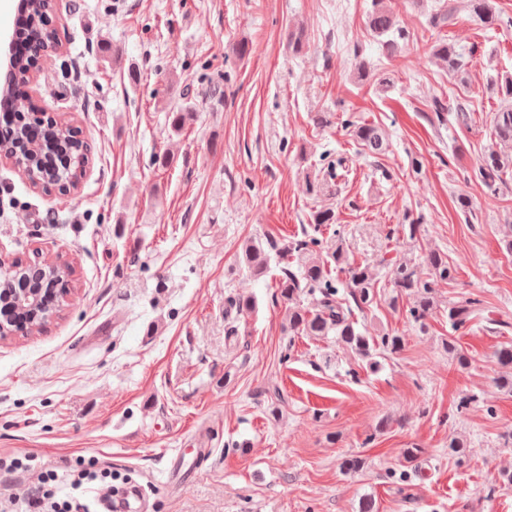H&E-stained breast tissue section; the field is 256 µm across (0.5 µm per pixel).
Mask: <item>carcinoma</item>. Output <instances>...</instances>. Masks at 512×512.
Here are the masks:
<instances>
[{
  "label": "carcinoma",
  "instance_id": "carcinoma-1",
  "mask_svg": "<svg viewBox=\"0 0 512 512\" xmlns=\"http://www.w3.org/2000/svg\"><path fill=\"white\" fill-rule=\"evenodd\" d=\"M28 2L31 10L28 11L24 35L34 45L35 52L31 56L17 58L15 79L21 84L31 80L38 69L44 45L56 38L51 25L54 0ZM468 3L473 17L485 28L512 23V19L502 16L496 0H468ZM455 12L453 0H439L430 14L429 23L434 28L448 26L452 24ZM366 24L389 56L394 55L400 49V43L406 40V34L397 26L394 15L380 0H373ZM433 54L447 62L448 70L452 72H458L465 66L455 47L446 41L435 44ZM495 87L509 104L493 113L492 144L473 171L474 178L494 193L503 189L501 174L512 169V73L498 76ZM37 110L38 105L32 100L22 105L16 113L13 134L0 138V156L23 160L25 177L32 185L65 196L79 187L90 161V147L81 137L79 128L65 119H48L39 135H32L28 116ZM346 126L351 128V135L361 154L375 156L386 152V135L382 128L351 120L346 121ZM346 168L347 159L342 156L322 164L318 174L306 179L307 192L314 196L329 192ZM337 222L335 208L322 206L313 212L310 224L299 236L279 241L248 239L238 255L239 269L256 279L275 272L276 300L285 306L287 312L283 326L288 335L286 351L293 350L298 336L319 339L332 336L336 343L350 349L360 361L374 367L377 358L401 351L403 337L389 332L371 336L359 329L355 312L363 313L376 302L377 273L375 266L368 262L350 260L341 228H336V239L330 242L319 237L321 227ZM60 264L58 256L33 262L16 261L13 273L0 279V298L18 292L20 283L26 284L28 289L41 288L47 282L50 269ZM332 266L345 273V280L339 281L330 276L328 268ZM454 278L455 270L448 263V257L437 250L429 252L420 264L395 263L389 270L391 294L388 304L395 309L400 299L405 296L411 298L408 308L410 321L423 330L439 305L437 284ZM304 296L310 297L306 306L302 304ZM255 309L256 302L251 297L230 295L226 298L225 340L230 342L238 335V328L229 321V317L238 318ZM481 320L499 328L507 327L506 322L485 315L479 299L464 295L448 300V324L453 331ZM444 347L459 368L469 366L468 353L455 340L445 341ZM495 357L497 363L507 369L500 376L499 385L512 393V345L499 348Z\"/></svg>",
  "mask_w": 512,
  "mask_h": 512
}]
</instances>
